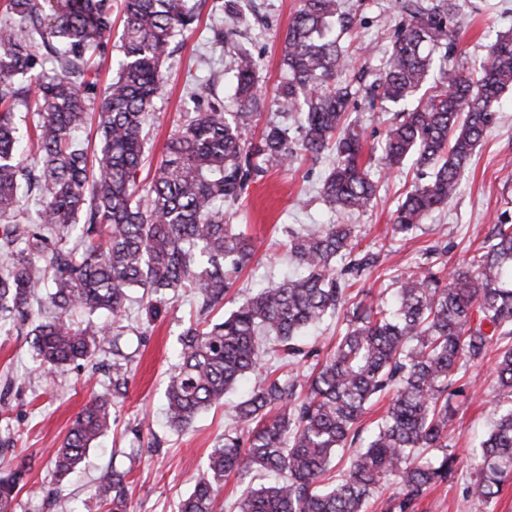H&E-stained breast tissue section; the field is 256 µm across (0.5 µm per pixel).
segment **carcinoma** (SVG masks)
Here are the masks:
<instances>
[{"label": "carcinoma", "mask_w": 512, "mask_h": 512, "mask_svg": "<svg viewBox=\"0 0 512 512\" xmlns=\"http://www.w3.org/2000/svg\"><path fill=\"white\" fill-rule=\"evenodd\" d=\"M398 5L405 24L369 94L398 105L423 91L386 129L378 158L387 172L408 161L430 169L429 181L395 211L393 231L408 235L453 201L476 146L497 123L500 96L512 89V31L488 42L470 76L448 64L463 0ZM0 11V320L23 325L34 306L48 304L28 335L50 373L69 372L108 344L121 355L111 328L127 317L134 291L148 324L184 289L204 309L223 302L254 254L251 238L224 223V203L267 168L330 149L336 160L320 190L330 209L364 211L376 198L363 138L347 121L356 90L336 83L349 63L336 37L339 0H299L284 36L273 103L296 114L297 136L269 123L258 142L246 138L262 94L257 61L240 52L231 77L238 112H224L215 90L222 75L198 86L202 107L169 136L147 187L137 181L145 126L165 85L170 41L197 28L196 0H122L120 53L91 156L74 133L87 121L86 93L107 53L112 0H3ZM20 110L32 120L23 133L14 121ZM355 247L349 224L291 232L296 275L242 296L218 321L184 329L165 391L172 429L187 431L245 376L256 374L258 384L233 407L234 426L177 512H224L219 496L230 475L245 485L234 512H365L384 487L393 488L387 512H418L428 490L456 479L448 424L463 404L460 380L494 346L493 413L472 449L467 491L486 505L502 493L512 475V222L497 216L476 253L448 276L431 266L401 276L391 297L375 304L347 292L350 279L377 263ZM340 316L332 350L305 341L306 330ZM304 361L302 378L295 370ZM128 382L127 366L113 363L112 394L95 395L54 451L56 482L108 430ZM386 395L385 414L362 436L368 405ZM356 444L335 480L322 484L336 454ZM128 475L113 467L98 475L102 494H112L109 512H128ZM24 477L20 468L0 475V512H13Z\"/></svg>", "instance_id": "1"}]
</instances>
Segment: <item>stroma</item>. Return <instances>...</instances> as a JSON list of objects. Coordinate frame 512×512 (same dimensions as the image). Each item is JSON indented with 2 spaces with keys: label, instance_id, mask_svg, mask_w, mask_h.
Instances as JSON below:
<instances>
[{
  "label": "stroma",
  "instance_id": "35a3bbf8",
  "mask_svg": "<svg viewBox=\"0 0 512 512\" xmlns=\"http://www.w3.org/2000/svg\"><path fill=\"white\" fill-rule=\"evenodd\" d=\"M224 0H206L198 29L175 36L164 59L166 84L149 118L148 161L138 173L149 183L163 157L168 136L193 111L191 92L211 72L227 71L237 50L249 51L259 62V84L267 100L253 123L250 138H258L270 122L293 127L272 100L282 79V37L298 7V0H239L245 15L234 26L222 10ZM341 9L354 17L352 28L340 36L342 46L356 50L351 68L336 75L337 82L362 86L350 102L348 114L362 130L368 145H378L396 117L395 109L371 105L364 92L381 68L387 50L403 22L397 0H341ZM512 29V0H467L456 24L453 58L472 66L496 33ZM224 33L223 48H214L212 31ZM334 161L303 155L290 167L273 169L250 181L240 200L225 205L224 218L234 230L251 237L255 255L239 273L222 306L210 312L217 320L232 309L241 292L276 284L293 271L288 261V230L316 224L353 225L357 249L378 254L372 274L359 277L350 289L357 299L383 298L396 276L425 264L448 269L472 256L488 235L492 220L512 214V91L499 104V119L477 146L468 172L454 200L431 212L411 238L394 236L395 211L414 185L426 181L423 171L404 166L386 175L380 167L377 196L367 212L334 213L321 200L322 180ZM130 321L121 334L132 357L128 389L120 397L106 435L91 447L68 480L56 482L52 451L65 438L74 418L93 395L112 388V354L101 352L96 367L69 371L55 377L40 368L27 327L0 324V472L27 464L24 488L14 512H106L96 485L108 467L128 471L129 512H176L177 504L192 489L207 467V456L231 423L227 407L215 405L202 412L188 431L171 430L165 421V389L173 372L178 337L189 323L200 320L194 295L174 298L164 317L152 324L137 321V306H130ZM492 362L469 368L468 400L457 411L452 428V450L459 457V472L448 488L427 492L420 512H512V480L497 501L484 505L466 490L473 468L467 458L470 442L484 437L490 422L494 377Z\"/></svg>",
  "mask_w": 512,
  "mask_h": 512
}]
</instances>
